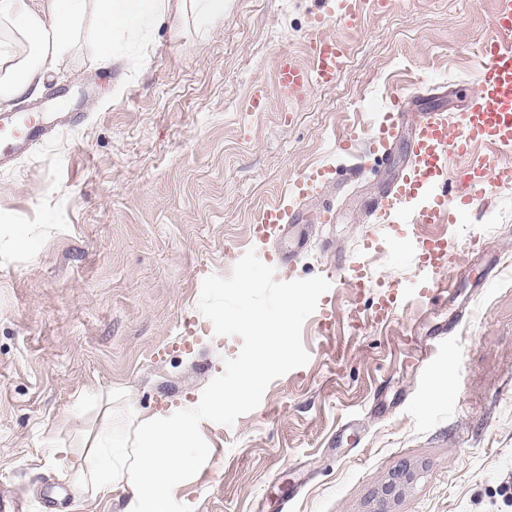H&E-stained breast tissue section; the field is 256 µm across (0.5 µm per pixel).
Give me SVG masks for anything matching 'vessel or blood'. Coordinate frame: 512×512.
Listing matches in <instances>:
<instances>
[{
    "label": "vessel or blood",
    "mask_w": 512,
    "mask_h": 512,
    "mask_svg": "<svg viewBox=\"0 0 512 512\" xmlns=\"http://www.w3.org/2000/svg\"><path fill=\"white\" fill-rule=\"evenodd\" d=\"M385 0H336L334 9L321 10L317 28L332 20L357 21L365 8L384 5ZM494 37L485 39L479 48L481 67L476 75L478 101L462 112L457 127H450L441 112L423 113L412 135V165L398 178L389 193L374 205L380 223V238L401 224H442L452 213L474 204L485 190L488 180H512V166L486 161H470L476 144L490 143L497 149L512 146V0H495ZM346 57V47L337 38L320 33L310 45L309 63L296 64L290 55L280 54L276 76L284 97L292 101L305 98L312 87L332 84ZM72 101L67 92L58 91L45 105L29 112L0 114V171L11 169L17 157L49 134L69 128ZM404 109L399 98H392L387 112L366 130L355 127L338 138L340 149L349 151L366 145L378 159L388 156L387 145L398 135ZM331 181L329 170H315L297 179L293 192L299 199L315 200L323 196ZM291 211L285 201L266 206L257 224L250 227L253 246L264 247L269 241L291 235L287 253L265 254L266 262L277 268L280 278L295 276V254L308 243L305 230H293L286 218ZM419 264L430 273L424 280L425 293L442 289L436 272L448 261V241L443 237L409 239L405 242Z\"/></svg>",
    "instance_id": "1"
}]
</instances>
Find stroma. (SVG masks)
Here are the masks:
<instances>
[{
    "instance_id": "stroma-1",
    "label": "stroma",
    "mask_w": 512,
    "mask_h": 512,
    "mask_svg": "<svg viewBox=\"0 0 512 512\" xmlns=\"http://www.w3.org/2000/svg\"><path fill=\"white\" fill-rule=\"evenodd\" d=\"M319 8L224 0L208 36L165 26L145 56L106 68L80 46L53 81L74 92L78 124L0 172V493L30 512H122L126 492L82 496L68 477L101 428V396L129 419L196 401L242 343L200 313L204 278L229 276L260 211L322 167L335 182L300 206L313 232L295 276L362 261L374 286L337 284L330 324L303 325L309 362L233 426L203 422L209 463L172 512H512V182L490 183L459 223L399 226L447 237L456 259L437 296H420L412 256L362 251L417 113L471 104L494 0H387L331 23L345 65L289 104L277 56L308 63ZM257 88L266 107L251 112ZM390 91L406 130L388 162L337 150ZM326 205L333 223H315ZM384 288L397 303L377 325ZM403 471L402 494L381 502Z\"/></svg>"
}]
</instances>
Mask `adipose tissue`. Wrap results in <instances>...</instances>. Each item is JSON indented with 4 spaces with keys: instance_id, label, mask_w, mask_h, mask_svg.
<instances>
[{
    "instance_id": "1",
    "label": "adipose tissue",
    "mask_w": 512,
    "mask_h": 512,
    "mask_svg": "<svg viewBox=\"0 0 512 512\" xmlns=\"http://www.w3.org/2000/svg\"><path fill=\"white\" fill-rule=\"evenodd\" d=\"M193 17L201 33L224 20V0H0V106L42 94L77 44L99 60L120 40L148 46L153 30ZM197 407L181 406L129 427L104 415L102 430L69 476L80 494L128 489L123 512H170L172 494L200 458Z\"/></svg>"
}]
</instances>
